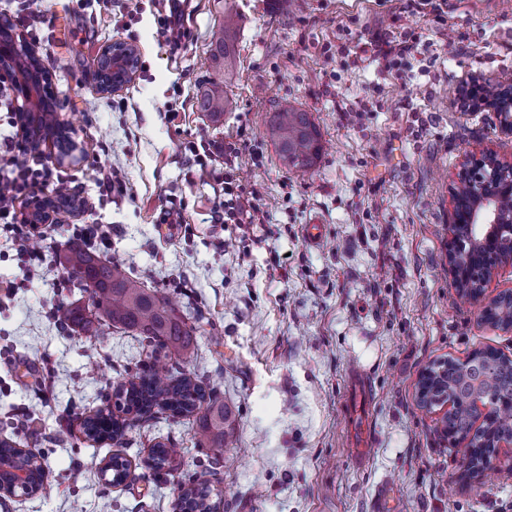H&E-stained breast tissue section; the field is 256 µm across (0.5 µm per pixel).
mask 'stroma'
<instances>
[{
  "instance_id": "stroma-1",
  "label": "stroma",
  "mask_w": 512,
  "mask_h": 512,
  "mask_svg": "<svg viewBox=\"0 0 512 512\" xmlns=\"http://www.w3.org/2000/svg\"><path fill=\"white\" fill-rule=\"evenodd\" d=\"M187 42L165 41L157 0H0L49 73L60 119L82 153L61 166L59 190L99 196L100 172L123 191L78 216L44 225L39 259L0 230V440L41 455L45 489L0 500V512H176V485L212 468L218 512H512V450L487 477L464 478L462 451L439 415L416 398L432 362L492 347L512 357V331L481 321L448 282L450 186L465 155L488 148L512 162V137L492 112L462 107L475 76L512 75V0H184ZM236 20L233 111L213 120L198 90L221 78L210 44ZM407 33L423 53L403 74L365 44ZM139 49L135 79L112 94L92 62L113 40ZM310 112L322 151L291 170L265 138L281 100ZM256 223L224 221V150ZM57 188L45 187V194ZM322 224L307 245L304 226ZM112 230L111 256L210 325L170 375L207 384L231 410L223 448L196 447L197 416L153 409L120 441L93 442L85 417L133 380L140 336L113 329L98 342L59 325V303L88 304L56 282L76 229ZM17 285L5 292L6 282ZM369 390L365 463L354 458L348 379ZM184 453L163 469L153 445ZM125 458L131 476L105 485L100 470Z\"/></svg>"
}]
</instances>
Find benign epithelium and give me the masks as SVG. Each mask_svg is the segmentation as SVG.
Instances as JSON below:
<instances>
[{"label":"benign epithelium","mask_w":512,"mask_h":512,"mask_svg":"<svg viewBox=\"0 0 512 512\" xmlns=\"http://www.w3.org/2000/svg\"><path fill=\"white\" fill-rule=\"evenodd\" d=\"M138 54V49L121 40L112 41L98 52L93 68L95 79H100L103 61L112 66H126L125 79L112 83L117 90L135 78L131 65L125 64ZM39 64L35 50L24 39L11 32V25L0 19V74L11 77L13 88L23 103L45 100L44 88L34 83L21 67L22 61ZM499 95L488 98L483 88L489 81L478 77L466 87L465 93L473 111L494 112L500 117L501 129L512 134V76L494 80ZM512 195V163L502 162L486 150L472 151L464 158L456 174L449 216L448 280L456 292L476 289L472 300L479 304L478 315L488 320L490 309L505 298L512 301V291L493 299L485 298V288L498 269L512 265V220L501 216L497 201ZM59 210L48 196H37L23 213L25 224H49L58 221ZM473 425L485 429L494 413V407L481 396L472 401Z\"/></svg>","instance_id":"obj_1"}]
</instances>
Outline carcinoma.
<instances>
[{
  "mask_svg": "<svg viewBox=\"0 0 512 512\" xmlns=\"http://www.w3.org/2000/svg\"><path fill=\"white\" fill-rule=\"evenodd\" d=\"M234 21L224 17V35L210 49L214 67L229 76L235 65V45L232 39ZM200 111L214 119L224 116L233 108V100L224 90V81L213 80L197 96ZM265 137L277 150L283 163L295 169L312 167L320 156V133L310 113L295 104L283 101L270 113L265 122ZM63 263L73 287L90 291L91 307L65 306L59 310V319L75 332L97 340L114 327L120 325L138 332L152 347V354L184 356L189 350L193 336L203 328L204 316L194 310L187 316H179L166 299L149 289L143 282L131 276L125 264L119 260L103 261L79 243L68 246ZM93 288H88V285ZM474 368L484 376V393L495 404L512 400V361L494 349L480 351L472 359ZM464 364L446 359L439 364L438 376L447 381L448 395L456 394L463 387ZM159 407L172 417H186L196 411H204L202 422L194 438L201 446L224 447L226 426L230 416L221 406L211 404L210 393L201 381L189 377L173 379L163 373L154 363H144L135 374L129 388L116 394L115 404L99 408L94 416L84 421L85 435L95 441L124 436L130 427L127 420L115 415L139 418ZM444 426L467 438L471 429V412L463 399L442 419ZM512 431V410L503 411L499 418L485 430L487 437H496ZM182 449L173 443H157L151 451L156 468L161 469L171 459L180 455ZM8 457L12 465L35 464L30 480L35 488L42 485V467L36 464L33 453H23L17 446L0 441V458ZM128 462L116 455L111 459V468L102 470L107 483L118 485L127 477ZM213 473L201 471L189 480L183 489L176 507L180 512H213L209 503Z\"/></svg>",
  "mask_w": 512,
  "mask_h": 512,
  "instance_id": "cac0c4a2",
  "label": "carcinoma"
}]
</instances>
